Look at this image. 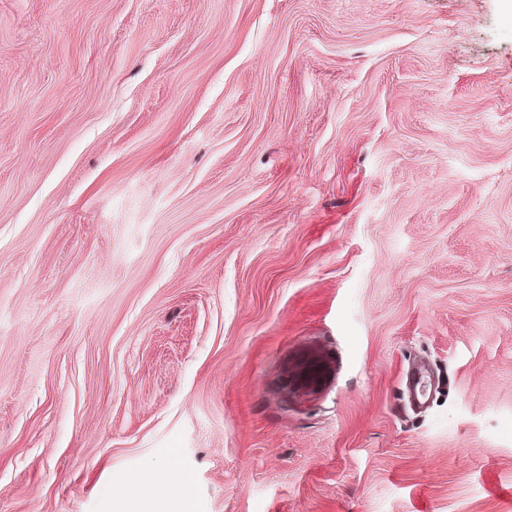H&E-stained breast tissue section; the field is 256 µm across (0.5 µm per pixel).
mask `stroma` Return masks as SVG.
Instances as JSON below:
<instances>
[{
  "label": "stroma",
  "instance_id": "1",
  "mask_svg": "<svg viewBox=\"0 0 512 512\" xmlns=\"http://www.w3.org/2000/svg\"><path fill=\"white\" fill-rule=\"evenodd\" d=\"M185 507L512 512L501 0H0V512ZM431 373L425 366H420L418 370L410 368L402 376V382L407 387L410 396L420 405H426L428 396L425 391V375ZM142 484L159 489L175 491L185 479L175 471H151L140 478Z\"/></svg>",
  "mask_w": 512,
  "mask_h": 512
}]
</instances>
